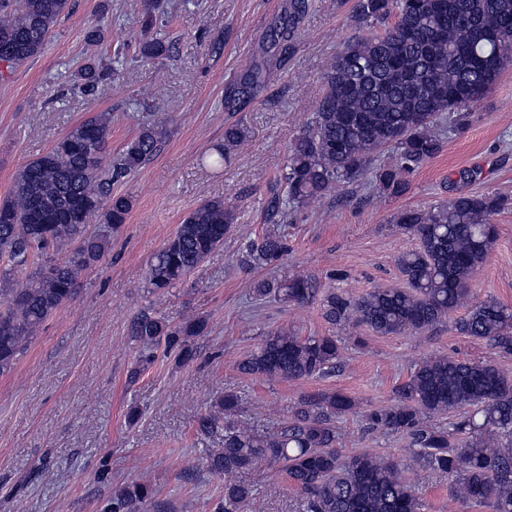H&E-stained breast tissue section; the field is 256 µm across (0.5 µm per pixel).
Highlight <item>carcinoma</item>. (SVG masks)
<instances>
[{"instance_id": "obj_1", "label": "carcinoma", "mask_w": 512, "mask_h": 512, "mask_svg": "<svg viewBox=\"0 0 512 512\" xmlns=\"http://www.w3.org/2000/svg\"><path fill=\"white\" fill-rule=\"evenodd\" d=\"M311 0H288V13L268 38L288 61ZM363 15L394 23L379 35L345 42L323 74L313 118L290 146L288 161L267 202L283 214V199L299 208L372 167L374 154L396 151L393 163L374 168L379 193L400 197L408 177L436 157L442 141L435 126L464 131L467 110L512 63V0H359ZM71 0H0V65L14 69L45 50ZM158 0H143L144 31L156 24ZM170 44L156 35L141 42L145 59H159ZM104 79L86 62L77 88L98 91ZM262 73L253 70L224 97V108L255 98ZM111 117H90L73 126L50 150L29 161L0 202V375L14 368L28 341L46 319L71 301L77 280L104 256L112 231L126 220L132 197L112 185L138 171L161 149L167 133L147 120L117 158L109 153ZM247 138L237 125L224 129L226 149ZM506 205L497 195L457 193L427 209H405L394 223L418 239L397 260L405 288H375L354 299L331 290L319 295L304 274H285L254 284L253 296L304 305L321 299L325 320L335 328L363 325L381 336L417 334L465 305L467 283L486 261L497 237L492 217ZM234 222L221 199L208 200L183 217L175 234L151 258L147 279L164 292L197 269L224 243ZM68 256L53 260L62 248ZM288 239L275 228L252 243L249 256L260 267L278 269L288 256ZM467 306V305H465ZM206 329L202 319L178 324L142 313L130 326L132 338L152 349L162 345L181 364L197 357L191 338ZM455 330L512 353V311L493 299L467 306ZM339 345L334 336L298 335L286 327L269 332L239 363L240 373L274 380H302L334 371ZM400 401L367 415L369 424L405 432L419 448L416 464L448 475L459 497L489 512H512V377L487 360L436 354L418 364L401 387ZM241 397L227 391L217 410L202 416L200 431L216 434L222 448L207 456L210 474L224 479V499L214 512H240L254 495L237 474L260 462L280 467L303 497L304 512H421L422 505L402 475L401 465L369 453L343 455L336 449V419L353 412L348 395L317 391L300 396L277 428L255 433L238 421ZM458 411L453 430L424 420ZM153 498L147 483L116 487L101 512H136Z\"/></svg>"}]
</instances>
